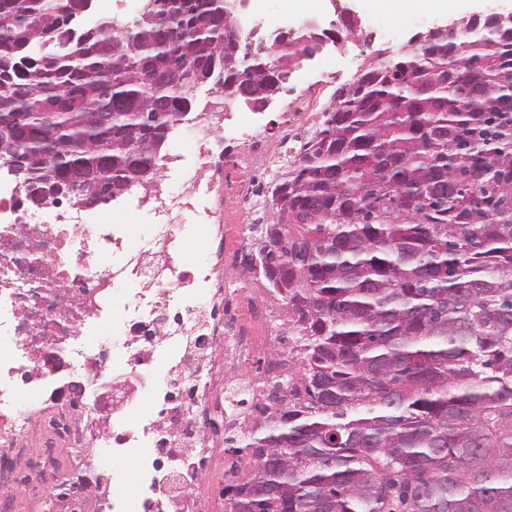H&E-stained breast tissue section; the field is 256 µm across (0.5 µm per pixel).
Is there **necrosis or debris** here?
I'll return each mask as SVG.
<instances>
[{
    "mask_svg": "<svg viewBox=\"0 0 512 512\" xmlns=\"http://www.w3.org/2000/svg\"><path fill=\"white\" fill-rule=\"evenodd\" d=\"M326 105L325 89H315L289 102L276 138L243 133L224 158L232 176L223 202H211L195 175L163 190L156 222L135 248L132 225L116 211L86 225L49 203L30 218L17 204L19 189L0 188V485L30 498L52 492L55 512H88L83 461L66 472L58 465L63 452L90 445L75 404L60 403L39 448L23 450L20 439L57 366L87 384L110 367L117 381L142 379L166 410L154 418L135 406L104 429L101 447L132 465L129 493L102 496L99 512H167L179 493L187 512H211L203 472L224 442L211 413L218 395L235 388L228 367L248 350L262 352L276 327L248 345L237 333L242 297L225 291L221 264L189 262L188 248L207 247L212 217L265 208L264 174L287 170ZM116 282L134 283V299L113 300Z\"/></svg>",
    "mask_w": 512,
    "mask_h": 512,
    "instance_id": "obj_1",
    "label": "necrosis or debris"
}]
</instances>
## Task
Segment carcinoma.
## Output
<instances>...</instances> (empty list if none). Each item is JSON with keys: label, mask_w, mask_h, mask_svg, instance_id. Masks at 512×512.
I'll list each match as a JSON object with an SVG mask.
<instances>
[{"label": "carcinoma", "mask_w": 512, "mask_h": 512, "mask_svg": "<svg viewBox=\"0 0 512 512\" xmlns=\"http://www.w3.org/2000/svg\"><path fill=\"white\" fill-rule=\"evenodd\" d=\"M91 5L0 0V132L34 207L74 175L110 174L102 203L146 187L199 86L249 107L316 49L249 47L224 0L74 36ZM373 53L270 187L249 268L291 316L295 399L226 439L252 462L225 512H512V15Z\"/></svg>", "instance_id": "carcinoma-1"}]
</instances>
